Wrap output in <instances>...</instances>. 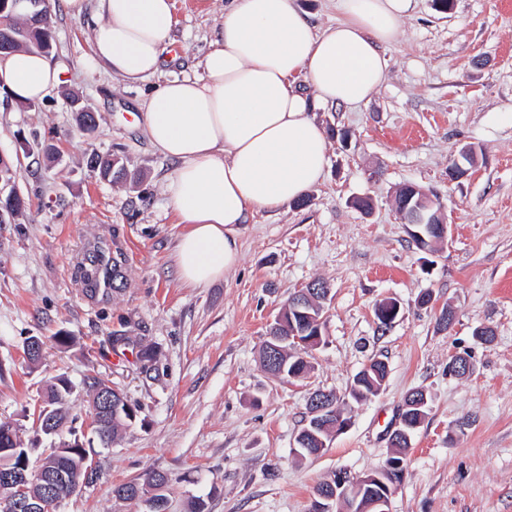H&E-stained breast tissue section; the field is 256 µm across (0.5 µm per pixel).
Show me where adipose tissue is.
I'll list each match as a JSON object with an SVG mask.
<instances>
[{
	"instance_id": "ef3b65f1",
	"label": "adipose tissue",
	"mask_w": 512,
	"mask_h": 512,
	"mask_svg": "<svg viewBox=\"0 0 512 512\" xmlns=\"http://www.w3.org/2000/svg\"><path fill=\"white\" fill-rule=\"evenodd\" d=\"M412 0H337L341 19L317 27L296 0H226L224 20L198 77L172 78L142 102L150 143L177 161L166 185L185 230L179 279L204 288L239 261L243 224L297 200L322 178L329 142L313 112L355 108L385 82L383 49ZM87 19L98 67L136 83L167 60L172 0H62ZM63 70L35 50L0 56V90L41 100Z\"/></svg>"
}]
</instances>
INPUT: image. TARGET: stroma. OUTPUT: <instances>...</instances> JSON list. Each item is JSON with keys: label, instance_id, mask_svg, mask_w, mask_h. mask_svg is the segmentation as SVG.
<instances>
[{"label": "stroma", "instance_id": "35a3bbf8", "mask_svg": "<svg viewBox=\"0 0 512 512\" xmlns=\"http://www.w3.org/2000/svg\"><path fill=\"white\" fill-rule=\"evenodd\" d=\"M173 2L169 59L133 84L95 69L86 20L49 0V59L64 84L32 107L0 96V155L26 201L15 223L0 224V421L40 457L52 439L36 432L34 405L66 376L72 428L100 465L97 482L59 512H145L112 489L153 472L168 477L167 512H192L198 500L206 512H309L333 472L384 466L402 399L416 389L429 412L389 512H512V0H454L446 11L414 0L372 98L316 113L330 144L320 182L305 201L243 225L237 267L204 288L183 286L174 263L183 227L165 186L176 164L136 120L156 84L199 73L224 0ZM74 97L94 113L93 134L78 130ZM49 143L52 160L41 151ZM466 146L475 165L449 180ZM93 151L121 157L127 181L95 177ZM406 184L428 190L450 225L426 251L395 210ZM360 197L370 211L355 207ZM95 239L123 254L120 288L102 301L78 272ZM315 280L330 289L326 342L305 378L289 383L262 370L260 347L288 297ZM425 292L432 306L418 305ZM387 298L401 312L384 327L374 308ZM445 308L455 314L448 328L438 321ZM479 328L493 341L476 338ZM33 336L43 341L35 362L25 353ZM144 345L158 350L149 374L137 358ZM456 355L473 372L452 374ZM375 359L388 369L381 391L352 404L349 427L322 455L295 457L310 394L346 397ZM88 375L138 407L108 448L88 426Z\"/></svg>", "mask_w": 512, "mask_h": 512}]
</instances>
